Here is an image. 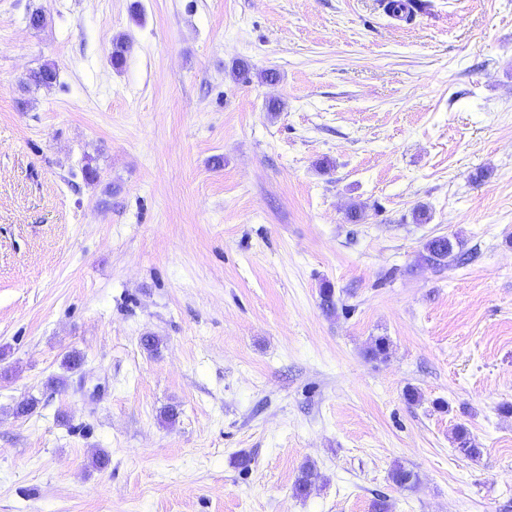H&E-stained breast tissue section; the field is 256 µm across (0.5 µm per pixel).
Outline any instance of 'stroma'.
<instances>
[{
    "instance_id": "stroma-1",
    "label": "stroma",
    "mask_w": 512,
    "mask_h": 512,
    "mask_svg": "<svg viewBox=\"0 0 512 512\" xmlns=\"http://www.w3.org/2000/svg\"><path fill=\"white\" fill-rule=\"evenodd\" d=\"M387 2L0 0V512H512V0ZM426 255L424 260L436 268H445L451 261L458 259L459 253H454V244L445 236L435 237L424 245Z\"/></svg>"
}]
</instances>
